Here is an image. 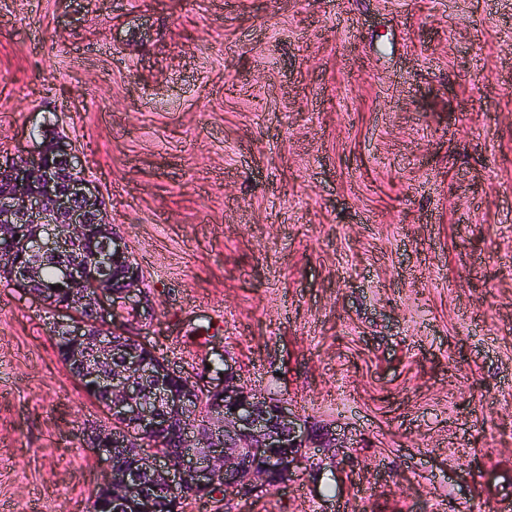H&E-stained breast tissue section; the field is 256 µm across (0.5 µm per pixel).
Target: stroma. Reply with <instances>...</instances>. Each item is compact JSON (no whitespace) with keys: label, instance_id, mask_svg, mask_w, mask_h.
Instances as JSON below:
<instances>
[{"label":"stroma","instance_id":"obj_1","mask_svg":"<svg viewBox=\"0 0 512 512\" xmlns=\"http://www.w3.org/2000/svg\"><path fill=\"white\" fill-rule=\"evenodd\" d=\"M66 136L138 333L320 467L185 512H512V0H0V162ZM0 277V512H89L109 419Z\"/></svg>","mask_w":512,"mask_h":512}]
</instances>
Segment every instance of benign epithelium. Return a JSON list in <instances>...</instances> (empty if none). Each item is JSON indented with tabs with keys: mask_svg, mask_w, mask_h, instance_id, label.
Segmentation results:
<instances>
[{
	"mask_svg": "<svg viewBox=\"0 0 512 512\" xmlns=\"http://www.w3.org/2000/svg\"><path fill=\"white\" fill-rule=\"evenodd\" d=\"M125 259L122 287L114 286ZM51 264L54 273L43 278ZM0 275L57 315L62 360L112 420L87 439L104 456L101 484L117 512H157L161 491L192 500L274 487L309 462L306 423L279 400H259L229 366L205 388L174 370L122 326L153 305L143 272L106 224L102 202L62 136L34 155L0 163ZM183 446L159 451L172 428ZM131 465L119 480L113 466Z\"/></svg>",
	"mask_w": 512,
	"mask_h": 512,
	"instance_id": "1",
	"label": "benign epithelium"
}]
</instances>
